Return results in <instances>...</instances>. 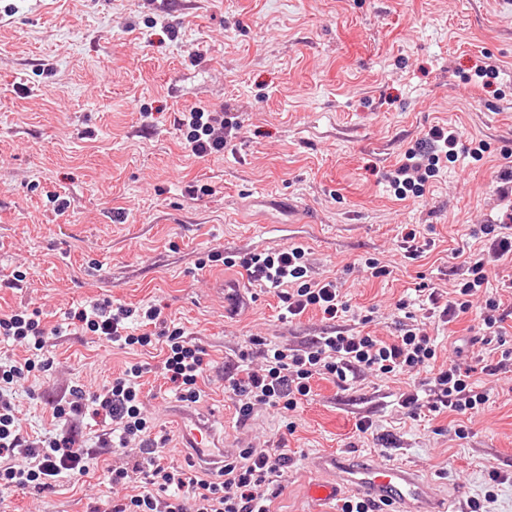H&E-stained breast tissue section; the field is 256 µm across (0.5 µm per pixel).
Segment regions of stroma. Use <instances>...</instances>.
Wrapping results in <instances>:
<instances>
[{
  "mask_svg": "<svg viewBox=\"0 0 512 512\" xmlns=\"http://www.w3.org/2000/svg\"><path fill=\"white\" fill-rule=\"evenodd\" d=\"M193 108L238 117L224 153L201 158L186 145L178 119ZM436 125L486 152L449 164L422 197H396L386 173ZM511 183L512 0H0V313L36 309L62 329L46 339L48 367L13 387L23 432H61L52 405L72 389L94 394L130 364L164 357L158 342L118 349L66 326L69 312L103 299L158 304L210 355L191 409L222 420L230 455L287 448L273 512H310L319 452L403 465L470 512L489 470L512 476V371L481 377L489 401L468 421L410 417L397 404L406 377L368 375L346 390L315 378L297 411L259 407L242 423L224 367L249 336L300 347L364 328L395 339L411 324L396 302L467 277L472 232L504 221ZM408 228L428 246L413 259L400 247ZM290 245L304 247L313 278L341 282L348 316L312 308L282 320L274 292L207 260ZM370 258L391 275L371 276ZM217 277L250 305L225 314ZM485 299L478 292L473 310L428 334L455 336L471 355ZM145 382L144 412L167 437L160 456L189 463L163 377ZM363 419L371 433L357 431ZM461 423L468 438L455 435ZM108 430L74 423L89 472L10 493L6 512H105L136 493L104 479L138 453L100 448Z\"/></svg>",
  "mask_w": 512,
  "mask_h": 512,
  "instance_id": "1",
  "label": "stroma"
}]
</instances>
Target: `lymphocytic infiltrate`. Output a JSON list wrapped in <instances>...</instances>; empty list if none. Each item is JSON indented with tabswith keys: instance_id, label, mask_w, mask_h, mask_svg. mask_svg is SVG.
I'll return each mask as SVG.
<instances>
[{
	"instance_id": "obj_1",
	"label": "lymphocytic infiltrate",
	"mask_w": 512,
	"mask_h": 512,
	"mask_svg": "<svg viewBox=\"0 0 512 512\" xmlns=\"http://www.w3.org/2000/svg\"><path fill=\"white\" fill-rule=\"evenodd\" d=\"M183 124L188 128L186 140L199 157L223 152L239 126L229 113L195 110L187 113ZM480 232L483 245L470 259L469 278L448 292L430 289L425 296L424 320L455 322L470 309L474 292L484 286L485 266L512 259V232L506 225L485 224ZM208 259L240 266L252 282L274 290L282 303L283 318H295L315 307L326 319L333 320L351 310L336 281L310 278L302 247L291 245L269 253L224 258L212 253ZM500 307V299L491 296L480 313L482 334L478 341L496 353L493 362L481 355L463 358L458 348L448 358H441L436 339L425 332L422 323L414 324L390 343L360 330L333 331L301 348L250 336L234 366L225 372L224 388L232 395L241 422L262 406L283 414L296 411L310 396L311 382L316 377L333 378L344 388L366 371L387 378H421V388L399 396L400 406L411 416H419L424 408L461 416L472 414L488 400L487 393L477 388L476 375L512 371V343L503 334ZM161 315V308L155 305L131 307L106 299L74 311L73 318L82 329L113 346L127 348L150 345L152 337L143 328L158 324ZM48 334L39 310L24 309L0 316V342L24 340L31 351L22 363L0 365V457L20 449L36 460L28 469L0 466V492L11 488L43 492L55 488L62 479L88 471L87 455L77 447L73 436L26 440L14 413L10 386L25 373L46 365L42 350ZM160 336L167 347L162 361L164 379L172 384L179 401L198 402L199 382L209 367L205 348L188 338L180 327L161 331ZM150 370L147 364L131 365L99 393L88 396L73 390L70 399L58 401L53 409L58 418L89 411L109 419L111 434L103 438L102 447L114 450L133 440L139 442V454L131 466L112 469L109 479L115 485L138 479L140 490L115 501L112 512H272V501L279 494L277 479L289 462L287 454L269 448L243 449L238 457H225L224 468L215 481L164 462L157 455V448L166 438L156 433L154 424L141 412V379Z\"/></svg>"
}]
</instances>
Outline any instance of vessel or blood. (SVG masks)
Returning <instances> with one entry per match:
<instances>
[{
	"instance_id": "vessel-or-blood-1",
	"label": "vessel or blood",
	"mask_w": 512,
	"mask_h": 512,
	"mask_svg": "<svg viewBox=\"0 0 512 512\" xmlns=\"http://www.w3.org/2000/svg\"><path fill=\"white\" fill-rule=\"evenodd\" d=\"M173 413L191 453L210 467L223 466L227 450L212 421L179 406ZM312 466L327 475L326 480L309 488L312 512H324V505L338 498L346 487L392 505V512H444L428 485L407 468L368 464L336 454L315 457Z\"/></svg>"
}]
</instances>
